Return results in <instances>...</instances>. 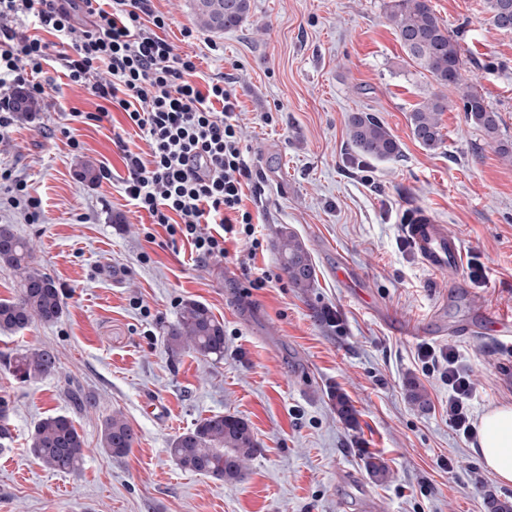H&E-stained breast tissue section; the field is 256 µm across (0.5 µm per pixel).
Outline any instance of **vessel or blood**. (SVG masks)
<instances>
[{
  "label": "vessel or blood",
  "instance_id": "b4317fda",
  "mask_svg": "<svg viewBox=\"0 0 512 512\" xmlns=\"http://www.w3.org/2000/svg\"><path fill=\"white\" fill-rule=\"evenodd\" d=\"M405 234L423 264L435 272L457 269L460 263L461 244L458 236L429 210L421 208L412 212Z\"/></svg>",
  "mask_w": 512,
  "mask_h": 512
}]
</instances>
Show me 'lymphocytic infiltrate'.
Here are the masks:
<instances>
[{"mask_svg":"<svg viewBox=\"0 0 512 512\" xmlns=\"http://www.w3.org/2000/svg\"><path fill=\"white\" fill-rule=\"evenodd\" d=\"M84 13V25L75 22ZM35 20V34L16 23ZM169 18L152 0H0V141L14 113L42 98L44 66L59 61L71 84L100 103L74 121H111L113 111L143 135L146 150L124 149L123 192L170 241L190 244L197 259L226 256L227 243L247 241L238 263L248 268L261 246L245 204L250 169L237 100L223 78L204 76L197 55L178 52L164 33ZM8 204L25 220L42 218L41 202L12 170H0ZM428 373L448 386V423L465 439L477 431L470 400L475 386L457 352L421 346Z\"/></svg>","mask_w":512,"mask_h":512,"instance_id":"1","label":"lymphocytic infiltrate"}]
</instances>
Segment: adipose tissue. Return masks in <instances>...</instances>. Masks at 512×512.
Segmentation results:
<instances>
[{"instance_id": "adipose-tissue-1", "label": "adipose tissue", "mask_w": 512, "mask_h": 512, "mask_svg": "<svg viewBox=\"0 0 512 512\" xmlns=\"http://www.w3.org/2000/svg\"><path fill=\"white\" fill-rule=\"evenodd\" d=\"M477 453L500 483L512 484V405H497L480 418Z\"/></svg>"}]
</instances>
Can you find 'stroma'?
Here are the masks:
<instances>
[{"label": "stroma", "instance_id": "obj_1", "mask_svg": "<svg viewBox=\"0 0 512 512\" xmlns=\"http://www.w3.org/2000/svg\"><path fill=\"white\" fill-rule=\"evenodd\" d=\"M386 0H250L235 29L196 28L191 0H154L170 19L165 35L178 51L198 54L203 73H223L238 101L252 171L246 205L258 215L262 243L252 288L229 253L196 260L188 243L165 232L148 242L147 218L126 201L127 176L115 136L129 145L138 130L122 112L112 122L67 121L92 112L97 98L70 85L57 63L45 65L48 96L19 118L0 168L26 177L43 220L26 223L0 209V225L29 240L36 261L63 295V314L0 332V352L49 347L57 372L21 384L0 366V396L10 402L11 438L0 447V512H347L375 498L380 512H492L512 504L481 463L476 441L448 425V387L426 375L422 344L452 347L476 386L475 415L512 405V344L450 334L478 319L477 307L512 316V162L469 124L457 93L441 116L444 143L429 151L413 138V104L439 91L409 65L386 15ZM462 49L463 79L500 116L512 141V33L495 29L485 0H430ZM197 37L184 42L183 27ZM220 52L208 50V42ZM374 115L400 146L388 160L356 156L348 118ZM81 151H73L69 139ZM108 167L88 182L82 164ZM425 206L461 242L452 272L426 268L403 228ZM302 239L316 269L313 288H292L274 241L281 229ZM481 281L470 278L472 264ZM356 271L350 288L337 269ZM205 304L224 323V355H171L166 330L183 302ZM390 311L375 316L371 305ZM413 323L420 336L405 335ZM427 402L408 397L409 383ZM345 395L355 426L332 408ZM121 412L134 428L131 451L100 447L103 420ZM246 420L259 444L244 481L225 483L179 469L171 439L202 418ZM70 417L86 453L78 471L42 467L28 448L33 425ZM379 458L389 477H372ZM452 463L441 468L440 460Z\"/></svg>", "mask_w": 512, "mask_h": 512}]
</instances>
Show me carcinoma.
<instances>
[{
    "instance_id": "carcinoma-1",
    "label": "carcinoma",
    "mask_w": 512,
    "mask_h": 512,
    "mask_svg": "<svg viewBox=\"0 0 512 512\" xmlns=\"http://www.w3.org/2000/svg\"><path fill=\"white\" fill-rule=\"evenodd\" d=\"M250 8L249 0H194L197 24L211 32L237 27ZM387 18L411 63L429 73L442 88L457 91L467 121L497 141L500 118L478 91L462 79L463 60L458 42L443 27L429 0H389ZM445 98L434 95L409 113L411 131L424 148L435 150L443 144L441 114ZM349 140L356 153L373 159L399 155L400 146L389 129L369 113H355L348 119ZM283 272L292 287L306 291L315 283V269L305 245L286 229L275 243ZM0 266L18 277L19 295L0 300V331L17 333L38 319L54 324L63 311L62 294L37 264L31 243L7 224L0 225ZM166 345L173 356L184 352L203 358L224 356V323L198 301L182 304L177 319L166 332ZM0 362L13 379L31 383L57 372L58 357L46 347L18 349ZM137 439L126 418L114 412L102 424L101 448L123 456ZM32 455L43 467L63 473L79 469L85 455L84 441L73 421L64 415L47 416L34 426L29 437ZM258 443L251 426L231 414H214L201 419L193 429L176 436L169 454L183 471L218 481H243L246 463L257 453Z\"/></svg>"
}]
</instances>
